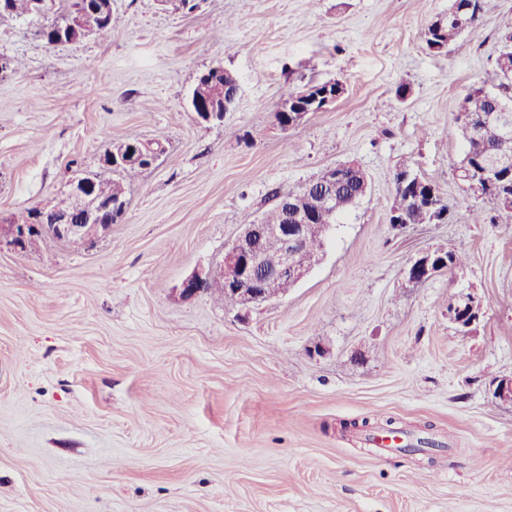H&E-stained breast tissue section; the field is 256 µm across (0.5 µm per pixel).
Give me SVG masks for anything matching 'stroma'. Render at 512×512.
<instances>
[{"mask_svg": "<svg viewBox=\"0 0 512 512\" xmlns=\"http://www.w3.org/2000/svg\"><path fill=\"white\" fill-rule=\"evenodd\" d=\"M452 0H112L105 40L49 46L37 20L0 23V224L57 198L114 141L161 140L122 221L76 249L0 245V512H512V224L451 163L471 88L490 82L512 0H483L462 50L430 51ZM233 73L235 106L204 122L199 75ZM344 95L284 130L285 88ZM408 163L440 190L442 224L389 222ZM368 192L318 263L277 299L227 307L184 282L327 169ZM444 248L462 266L406 270ZM484 301L473 326L449 317ZM431 425L435 458L342 423Z\"/></svg>", "mask_w": 512, "mask_h": 512, "instance_id": "stroma-1", "label": "stroma"}]
</instances>
